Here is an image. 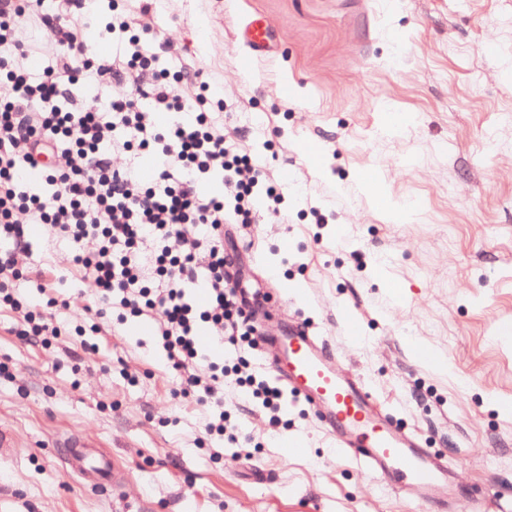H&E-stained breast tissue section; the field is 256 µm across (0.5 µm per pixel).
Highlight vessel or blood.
<instances>
[{"label":"vessel or blood","instance_id":"obj_1","mask_svg":"<svg viewBox=\"0 0 512 512\" xmlns=\"http://www.w3.org/2000/svg\"><path fill=\"white\" fill-rule=\"evenodd\" d=\"M242 40L252 58L270 49L258 19L244 26ZM274 342L273 373L313 408L333 447L353 455L384 488L405 496L413 512H444L438 492L448 481L447 460L418 433L402 426L365 379L338 372L341 352L329 337L308 323L296 322Z\"/></svg>","mask_w":512,"mask_h":512}]
</instances>
